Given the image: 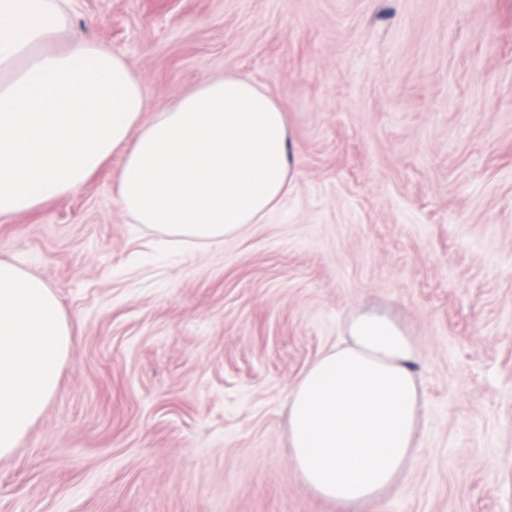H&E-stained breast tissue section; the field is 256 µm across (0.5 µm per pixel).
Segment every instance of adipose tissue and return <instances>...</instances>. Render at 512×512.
I'll use <instances>...</instances> for the list:
<instances>
[{
	"label": "adipose tissue",
	"instance_id": "ef3b65f1",
	"mask_svg": "<svg viewBox=\"0 0 512 512\" xmlns=\"http://www.w3.org/2000/svg\"><path fill=\"white\" fill-rule=\"evenodd\" d=\"M61 0H0V218L73 192L123 150L112 188L135 223L218 245L288 192V126L251 80L202 79L156 112L109 47L71 37ZM349 343L319 358L288 401L291 461L319 497L365 508L405 472L421 400L415 348L387 317H352ZM72 345L52 290L0 262V458L56 392Z\"/></svg>",
	"mask_w": 512,
	"mask_h": 512
}]
</instances>
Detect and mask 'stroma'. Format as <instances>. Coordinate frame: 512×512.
I'll return each instance as SVG.
<instances>
[{"label":"stroma","instance_id":"stroma-1","mask_svg":"<svg viewBox=\"0 0 512 512\" xmlns=\"http://www.w3.org/2000/svg\"><path fill=\"white\" fill-rule=\"evenodd\" d=\"M154 110L205 76L285 113L288 195L161 247L112 193L0 218L72 348L0 458V512H354L290 461L288 398L359 312L415 347L414 454L371 512H512V0H72Z\"/></svg>","mask_w":512,"mask_h":512}]
</instances>
